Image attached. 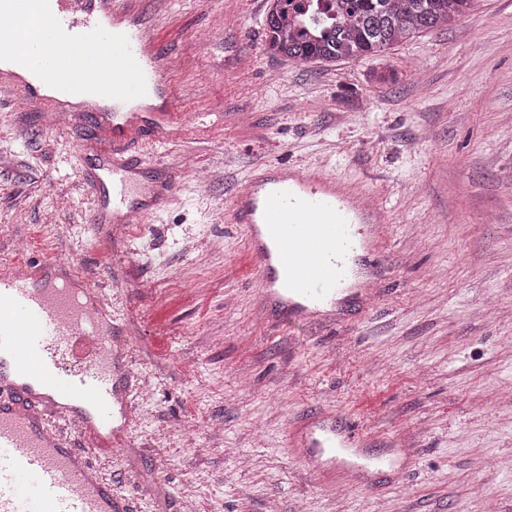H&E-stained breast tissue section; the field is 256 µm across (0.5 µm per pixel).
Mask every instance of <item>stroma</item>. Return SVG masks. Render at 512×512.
Returning a JSON list of instances; mask_svg holds the SVG:
<instances>
[{
  "mask_svg": "<svg viewBox=\"0 0 512 512\" xmlns=\"http://www.w3.org/2000/svg\"><path fill=\"white\" fill-rule=\"evenodd\" d=\"M266 9L146 0L183 119L124 156L176 191L118 235L85 180L94 114L0 91V263H73L111 297L133 383L151 378L130 447L97 464L134 512H512V0L311 64L266 53ZM281 162L359 183L391 220L343 319L258 309L230 205ZM330 412L412 460L319 483L289 437Z\"/></svg>",
  "mask_w": 512,
  "mask_h": 512,
  "instance_id": "35a3bbf8",
  "label": "stroma"
}]
</instances>
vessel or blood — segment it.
Wrapping results in <instances>:
<instances>
[{"label": "vessel or blood", "mask_w": 512, "mask_h": 512, "mask_svg": "<svg viewBox=\"0 0 512 512\" xmlns=\"http://www.w3.org/2000/svg\"><path fill=\"white\" fill-rule=\"evenodd\" d=\"M141 14L142 0H0V89L31 106L42 101L40 87L54 89L55 110L80 102L113 144L91 181L102 224L112 211L152 215L153 201L131 203L138 169L114 148L146 127L165 138L178 111L179 90ZM33 20L40 29L24 35ZM360 193L308 167L270 165L249 177L231 212L264 306L287 320L335 314L365 224L379 238L389 222L377 207L359 208ZM102 298L71 265L30 260L0 272V512H131L86 453L113 456L132 434L113 426L129 413L131 378L112 376L118 317ZM291 445L332 481L351 469L364 440L329 416L297 426Z\"/></svg>", "instance_id": "obj_1"}]
</instances>
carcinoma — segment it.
<instances>
[{
  "label": "carcinoma",
  "instance_id": "1",
  "mask_svg": "<svg viewBox=\"0 0 512 512\" xmlns=\"http://www.w3.org/2000/svg\"><path fill=\"white\" fill-rule=\"evenodd\" d=\"M475 0H267L265 51L301 64L363 60L468 15Z\"/></svg>",
  "mask_w": 512,
  "mask_h": 512
}]
</instances>
